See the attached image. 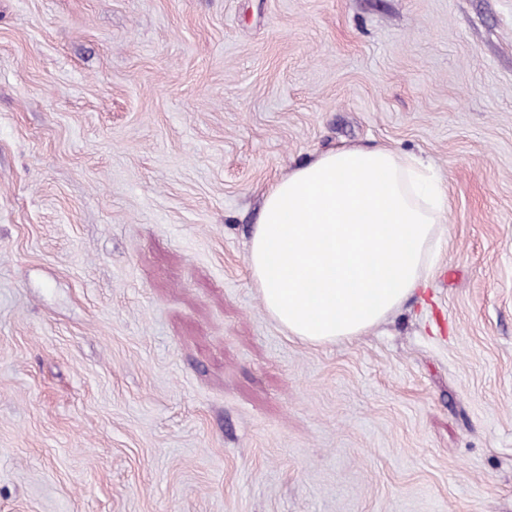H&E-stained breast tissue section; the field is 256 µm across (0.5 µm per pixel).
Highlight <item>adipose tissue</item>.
<instances>
[{"label":"adipose tissue","instance_id":"adipose-tissue-1","mask_svg":"<svg viewBox=\"0 0 512 512\" xmlns=\"http://www.w3.org/2000/svg\"><path fill=\"white\" fill-rule=\"evenodd\" d=\"M447 210L422 160L328 149L265 192L247 253L253 286L301 342L364 335L426 286Z\"/></svg>","mask_w":512,"mask_h":512}]
</instances>
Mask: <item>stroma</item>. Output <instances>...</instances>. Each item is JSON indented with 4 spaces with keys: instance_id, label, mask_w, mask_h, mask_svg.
I'll return each instance as SVG.
<instances>
[{
    "instance_id": "obj_1",
    "label": "stroma",
    "mask_w": 512,
    "mask_h": 512,
    "mask_svg": "<svg viewBox=\"0 0 512 512\" xmlns=\"http://www.w3.org/2000/svg\"><path fill=\"white\" fill-rule=\"evenodd\" d=\"M349 145L448 213L311 346L249 240ZM0 512H512V0H0Z\"/></svg>"
}]
</instances>
